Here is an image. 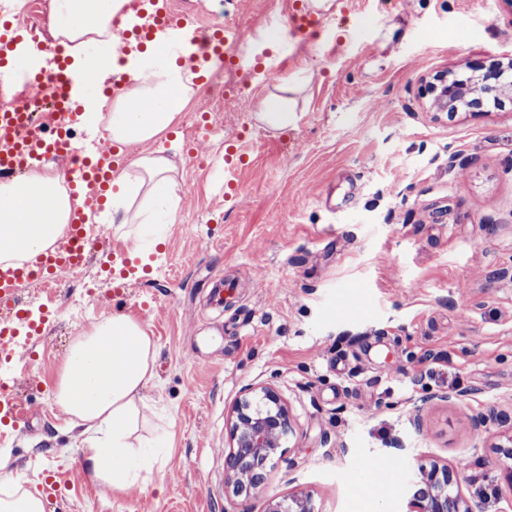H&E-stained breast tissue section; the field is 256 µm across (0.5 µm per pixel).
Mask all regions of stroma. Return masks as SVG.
Listing matches in <instances>:
<instances>
[{"label": "stroma", "mask_w": 512, "mask_h": 512, "mask_svg": "<svg viewBox=\"0 0 512 512\" xmlns=\"http://www.w3.org/2000/svg\"><path fill=\"white\" fill-rule=\"evenodd\" d=\"M290 6L238 0L227 19L244 45L262 32L278 63L252 81L253 100L298 85L294 126L269 130L197 82L185 106L250 139L238 195L224 197L223 144L182 121L130 145L176 158L163 244L134 266L128 225L95 216L107 249L86 264L92 300L71 307L82 289L59 272L31 307L42 334L18 333L0 355V382L18 381L26 409L0 425V452L22 486L64 475V512H265L300 492L317 512H405L420 465L462 457L476 512H512V89L478 114L436 111L423 94L466 60L512 58V0H357L347 16L328 8L308 38L291 35ZM116 279L128 285L118 309L157 346L140 414L169 437L161 469L122 496L91 487L54 396L80 330L117 310ZM260 385L279 393L291 431L264 484L228 498L231 411Z\"/></svg>", "instance_id": "obj_1"}]
</instances>
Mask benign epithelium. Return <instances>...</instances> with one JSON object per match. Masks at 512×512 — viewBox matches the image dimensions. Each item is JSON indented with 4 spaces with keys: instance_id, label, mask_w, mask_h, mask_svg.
I'll use <instances>...</instances> for the list:
<instances>
[{
    "instance_id": "obj_1",
    "label": "benign epithelium",
    "mask_w": 512,
    "mask_h": 512,
    "mask_svg": "<svg viewBox=\"0 0 512 512\" xmlns=\"http://www.w3.org/2000/svg\"><path fill=\"white\" fill-rule=\"evenodd\" d=\"M290 431L288 411L271 387L249 390L234 408L232 446L224 460V492L239 496L257 489L265 480V466L281 449ZM458 469L432 464L419 468L409 488L406 512H474L460 490ZM266 512H315L311 497L304 494L273 498Z\"/></svg>"
}]
</instances>
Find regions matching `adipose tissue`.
I'll use <instances>...</instances> for the list:
<instances>
[{
	"label": "adipose tissue",
	"mask_w": 512,
	"mask_h": 512,
	"mask_svg": "<svg viewBox=\"0 0 512 512\" xmlns=\"http://www.w3.org/2000/svg\"><path fill=\"white\" fill-rule=\"evenodd\" d=\"M127 0H51L49 29L69 45L77 76L104 81L113 53L112 19ZM127 71L133 87L117 98L111 112L104 101L86 93L88 129L106 125L113 142L144 143L160 138L188 102L193 75L187 62L154 43L132 52ZM174 163L163 155L132 157L114 175L108 194L113 218L123 224H146L152 205H174ZM72 213L60 176L34 172L21 180H0V264L18 267L49 249L63 234ZM156 346L141 322L128 314L100 320L77 337L61 369L56 399L73 426L82 428L81 444L90 463L92 486L123 495L141 471L155 463L142 454V393L152 377Z\"/></svg>",
	"instance_id": "obj_1"
}]
</instances>
